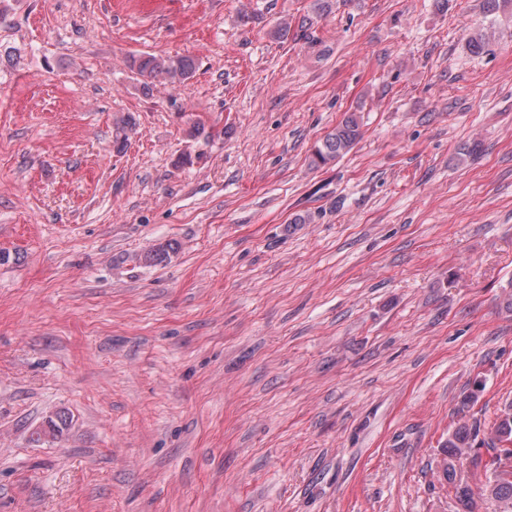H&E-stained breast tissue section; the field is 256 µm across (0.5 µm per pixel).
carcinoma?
Returning a JSON list of instances; mask_svg holds the SVG:
<instances>
[{
	"label": "carcinoma",
	"instance_id": "cac0c4a2",
	"mask_svg": "<svg viewBox=\"0 0 512 512\" xmlns=\"http://www.w3.org/2000/svg\"><path fill=\"white\" fill-rule=\"evenodd\" d=\"M131 69L144 78L141 90L149 95L155 83L181 84L190 79L196 71V61L189 56L162 57L145 54L129 61ZM138 123L134 116L127 114L113 123V148L123 152ZM362 135L360 116L348 112L331 131L326 133L314 147L310 165L314 168L328 166L351 151ZM177 246L172 241L160 242L141 257L146 264H159L175 254ZM475 397H464L458 409V420L448 440L441 446L443 464L439 480L447 483L454 491L455 512H475L476 500L472 485L480 486L482 496L494 504V512H512V471L498 477L499 486L492 493H486L487 482L496 472L502 458L512 459V403L504 405L490 426L470 414ZM488 450L484 456L479 449ZM470 458L468 475L458 473L455 461L461 457Z\"/></svg>",
	"mask_w": 512,
	"mask_h": 512
}]
</instances>
